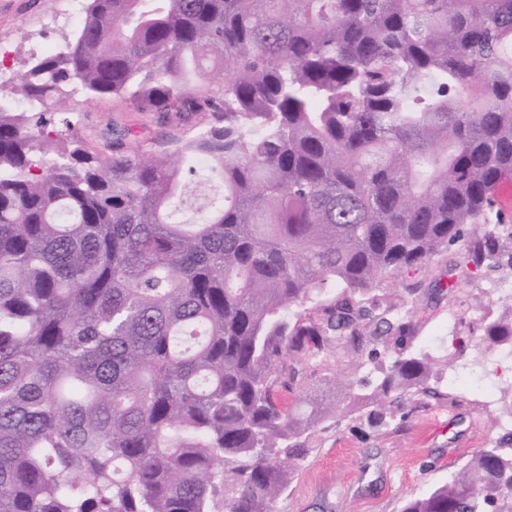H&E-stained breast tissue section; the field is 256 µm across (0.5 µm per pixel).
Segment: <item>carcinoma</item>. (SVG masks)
<instances>
[{
  "instance_id": "carcinoma-1",
  "label": "carcinoma",
  "mask_w": 512,
  "mask_h": 512,
  "mask_svg": "<svg viewBox=\"0 0 512 512\" xmlns=\"http://www.w3.org/2000/svg\"><path fill=\"white\" fill-rule=\"evenodd\" d=\"M69 84L214 122L101 153L68 134ZM8 94L29 110L0 105V512H275L339 405L387 431L451 397L414 347L420 289L375 287L512 239V0H88ZM200 155L223 202L175 222ZM365 350L378 378L284 406L294 355ZM400 512H512V429Z\"/></svg>"
}]
</instances>
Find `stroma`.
I'll use <instances>...</instances> for the list:
<instances>
[{
  "instance_id": "1",
  "label": "stroma",
  "mask_w": 512,
  "mask_h": 512,
  "mask_svg": "<svg viewBox=\"0 0 512 512\" xmlns=\"http://www.w3.org/2000/svg\"><path fill=\"white\" fill-rule=\"evenodd\" d=\"M71 7V0H0V88L22 74L30 58L48 54L50 46L75 33V24L66 20ZM70 118L73 135L94 148L102 147L113 130L132 128L146 155L165 141L195 136L209 121L198 114L163 125L110 96L80 99ZM510 275L509 267L473 271L456 245L441 250L415 274L380 284V291L391 293L412 283L427 289L454 278L451 293L419 302L412 321L419 345H431L436 356L447 359L441 374L456 375L469 387L456 391L454 399L414 409L380 434L347 415L328 419L276 512H398L405 498L446 481L473 451L489 445L495 423L508 417L503 390L512 386V377L484 374L489 355L478 337L484 325L512 311V300L498 291ZM294 365L299 375L286 396L294 409L301 399L321 395L329 382L349 373L345 357L298 359ZM487 387L495 405L483 402L480 391Z\"/></svg>"
}]
</instances>
